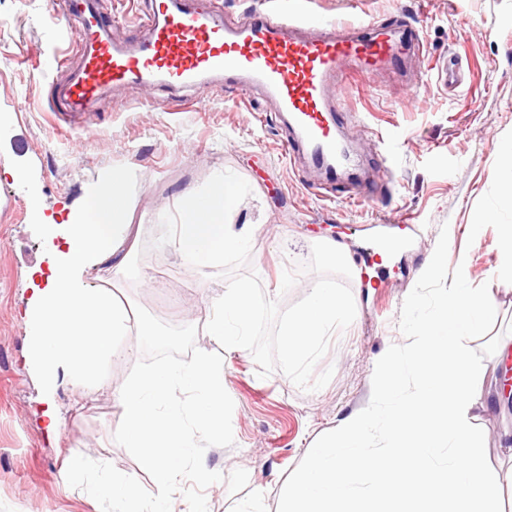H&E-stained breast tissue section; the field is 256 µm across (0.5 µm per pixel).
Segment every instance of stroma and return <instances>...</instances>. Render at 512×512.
<instances>
[{
    "instance_id": "stroma-1",
    "label": "stroma",
    "mask_w": 512,
    "mask_h": 512,
    "mask_svg": "<svg viewBox=\"0 0 512 512\" xmlns=\"http://www.w3.org/2000/svg\"><path fill=\"white\" fill-rule=\"evenodd\" d=\"M100 2L112 16L114 38L138 35L144 0ZM308 7L339 20L395 13L424 43L423 52L407 58L404 73L358 83L354 121L368 132L361 158L384 160L390 176L375 186H350L344 202L323 198L306 173L290 168L287 132L271 103L260 97L245 103L233 85L187 91L188 99L203 102L192 112L164 90L149 94L131 85L108 92L90 115L65 122L54 110V89L76 68L77 53L55 37L51 0H0V512H112L95 488L105 470L130 474L143 498L154 492L148 470L119 436L122 412L110 398L83 401L58 389L53 401L64 424L47 432L31 361L26 319L35 289L50 274L46 224L66 221L84 184L106 166L131 172L127 194L141 226L130 274L108 286L130 304L134 319L165 335L161 342L128 335V351L108 367L113 385L205 353L224 363L231 428L224 440L203 441L185 464L176 512L197 498L208 512H227L259 487L262 512H277L282 487L309 442L370 400L376 362L391 345L405 343L401 307L441 227L449 229L450 266H463L471 285L489 284L497 306L492 332L512 342V279L501 274L511 261L500 239L512 213L486 218L500 197L499 145L512 141V0H309ZM450 65L458 74L452 85L441 77ZM220 175L247 188L235 222L259 226L248 268L281 306L307 295L313 273L300 274L286 292L281 282L285 270L309 261L314 243L340 244L353 258L347 284L356 317L333 334L315 367L333 371L320 390H302L278 370L259 377L249 351L228 355L211 342L208 310L226 278L215 269L193 272L160 246L158 212ZM383 228L391 233L390 252L368 253ZM141 270L155 280L143 284ZM483 366L476 424L500 477L503 508L512 512V393L506 388L512 376L496 356ZM74 451L84 454L88 478L69 491L61 472ZM200 466L219 481L198 486L192 475Z\"/></svg>"
}]
</instances>
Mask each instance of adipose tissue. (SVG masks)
<instances>
[{
    "label": "adipose tissue",
    "instance_id": "1",
    "mask_svg": "<svg viewBox=\"0 0 512 512\" xmlns=\"http://www.w3.org/2000/svg\"><path fill=\"white\" fill-rule=\"evenodd\" d=\"M129 179L126 169L103 167L64 228L50 226V236L62 244L53 250L47 287L35 291L27 327L40 383L49 390L67 384L89 399L110 393L122 411L123 441L151 470L156 495L148 511L130 476L110 472L102 478L99 489L111 500L112 512H172L171 492L183 461L195 455L205 436L224 434V364L202 357L113 386L107 363L132 330L130 312L111 289L88 287L86 277L105 264L116 274L127 270L137 240L126 194ZM242 194L226 176L185 194L176 218L159 215L167 223L162 248L195 271L222 266L248 248L256 233L250 224L233 226Z\"/></svg>",
    "mask_w": 512,
    "mask_h": 512
}]
</instances>
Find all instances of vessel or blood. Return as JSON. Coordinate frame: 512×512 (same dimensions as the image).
<instances>
[{"label":"vessel or blood","instance_id":"b4317fda","mask_svg":"<svg viewBox=\"0 0 512 512\" xmlns=\"http://www.w3.org/2000/svg\"><path fill=\"white\" fill-rule=\"evenodd\" d=\"M304 0H272L241 23L218 0H154L132 43L112 39V24L95 0H57L75 20L80 63L57 90L61 112L76 118L109 91L128 85L176 91L228 83L247 98L263 95L288 130V163L317 176L326 198L345 199L347 184L366 171L345 136L351 113L348 79L401 71L422 47L403 19L331 21L305 10Z\"/></svg>","mask_w":512,"mask_h":512}]
</instances>
